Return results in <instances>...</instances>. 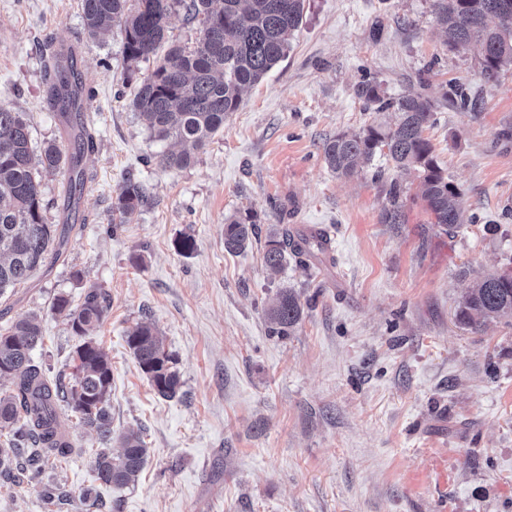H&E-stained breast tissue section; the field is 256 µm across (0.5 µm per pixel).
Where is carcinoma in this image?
<instances>
[{"instance_id":"obj_1","label":"carcinoma","mask_w":512,"mask_h":512,"mask_svg":"<svg viewBox=\"0 0 512 512\" xmlns=\"http://www.w3.org/2000/svg\"><path fill=\"white\" fill-rule=\"evenodd\" d=\"M437 23L448 34L454 50L481 46L482 73L493 81L501 68L512 63V0H432ZM84 33L90 39L107 32L114 23L124 26L123 58L133 67L161 54L153 71L137 86L133 108L146 116L153 136L175 140L199 149L224 130L226 117L236 111L243 92L258 83L288 50L293 33L302 23L305 0H81ZM182 10L192 21L210 25L194 43L169 42L171 14ZM46 101L60 112L71 133L67 150L48 143L34 157L25 113L0 106V296L28 280L45 262L49 252L60 256L77 227L79 198L88 182L83 158L95 151L94 131L88 121L87 103L93 91L76 84L73 64H61V53L47 43L40 55ZM367 109L381 112L394 107L395 125L372 122L358 132H338L325 139L322 152L327 166L338 175H349L371 162L377 152L401 170L419 173L422 197L435 223L446 228L464 223L460 193L448 183L437 163L425 131L435 122L434 105L421 94L408 95L389 104L378 87L359 89ZM192 161L187 151L160 156L165 168H184ZM67 165L62 190V223L46 222L41 174ZM401 190L392 184L391 207L383 220L400 223ZM148 201L146 189L128 177L112 202L113 226L129 224ZM256 234L251 213L224 223V248L245 250ZM332 250L331 239L320 228L297 229L286 224L270 231L265 263L276 270L293 258L305 269L322 264ZM108 307L99 289L86 292L82 301L59 295L52 310L67 322L81 342L75 348L73 371L48 375L32 356L42 342L37 318H27L0 331V379L12 389L0 393V437L23 456L14 480L38 472L52 460H65L80 452L60 420L58 403L67 404L79 423L112 441L110 395L112 366L91 333L102 323ZM304 308L292 290H283L265 311L270 336H290L303 320ZM458 320L473 329L490 320L512 321V270L475 277L458 305ZM126 343L155 392L175 398L182 383L175 358L150 323L144 321L126 336ZM121 451L97 455L93 481L128 485L137 480L148 459L142 433L120 436Z\"/></svg>"}]
</instances>
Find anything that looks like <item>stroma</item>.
<instances>
[{
    "label": "stroma",
    "mask_w": 512,
    "mask_h": 512,
    "mask_svg": "<svg viewBox=\"0 0 512 512\" xmlns=\"http://www.w3.org/2000/svg\"><path fill=\"white\" fill-rule=\"evenodd\" d=\"M124 36L117 23L86 38L79 0H0V105L26 113L35 149L63 142L39 55L47 41L76 46L98 139L82 232L0 296V328L38 315L35 361L70 373L79 339L51 301L104 291L96 339L112 364L114 435L101 444L59 405L81 454L18 485L0 476V512H512V325L455 320L472 273L512 269V64L486 81L479 49L448 47L431 0H306L285 58L189 166L166 169L171 142L131 105L155 62L128 71ZM368 82L389 100L434 103L426 135L465 224L436 225L416 174L384 155L348 177L327 167L326 138L397 119L367 110ZM451 82L476 106L453 107ZM128 176L149 200L116 227L112 199ZM394 182L402 217L387 224ZM248 211L252 244L227 252L225 219ZM279 224L325 229L334 263L270 270L265 241ZM185 233L196 242L187 256L175 248ZM284 289L304 317L280 338L267 334L265 310ZM141 321L176 359L175 398L154 391L127 346ZM131 430L149 448L137 482L93 483L97 453H118L117 435ZM90 485L92 507L79 497ZM47 487L66 503L47 501Z\"/></svg>",
    "instance_id": "stroma-1"
}]
</instances>
